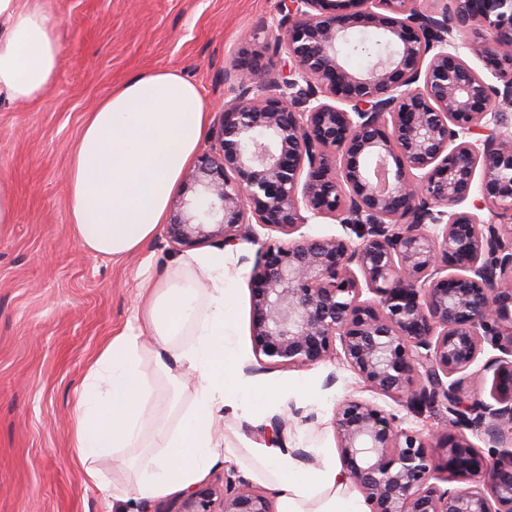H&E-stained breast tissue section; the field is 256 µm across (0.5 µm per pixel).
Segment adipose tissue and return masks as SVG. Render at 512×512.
I'll return each instance as SVG.
<instances>
[{
    "label": "adipose tissue",
    "instance_id": "ef3b65f1",
    "mask_svg": "<svg viewBox=\"0 0 512 512\" xmlns=\"http://www.w3.org/2000/svg\"><path fill=\"white\" fill-rule=\"evenodd\" d=\"M53 0H0V91L17 102L43 100L55 84L62 50ZM199 87L172 69L137 74L91 109L66 169L69 222L78 244L95 256L139 250L165 222L173 191L195 156L206 127ZM234 271L223 251L182 259L166 282L144 279L141 328L110 337L89 365L73 411V445L86 461V478L102 484L92 460L140 447L154 396L151 374L175 388L193 382V404L183 425L163 434L158 451L135 461L134 491L113 488L117 500H149L187 489L220 456L242 459L250 478L277 492L280 512H370L352 490L330 449L315 448L303 464L293 449L232 447L216 433L223 408L253 417L254 386L232 375L235 341ZM196 340L176 353L168 345L185 327ZM158 349L154 371L143 367L141 330Z\"/></svg>",
    "mask_w": 512,
    "mask_h": 512
}]
</instances>
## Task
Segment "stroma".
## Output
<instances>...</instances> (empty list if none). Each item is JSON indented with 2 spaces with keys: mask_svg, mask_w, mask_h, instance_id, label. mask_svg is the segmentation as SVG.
<instances>
[{
  "mask_svg": "<svg viewBox=\"0 0 512 512\" xmlns=\"http://www.w3.org/2000/svg\"><path fill=\"white\" fill-rule=\"evenodd\" d=\"M281 0H53L62 46L58 79L45 100L14 103L0 95V179L14 194L15 221L0 226V512H142L144 503L111 502L87 482L72 448L74 397L89 360L105 337L134 325L138 272L150 260L163 279L183 256L164 230L138 251L102 258L84 251L68 224L64 175L90 107L133 75L178 70L197 83L209 114L235 95L224 79L246 39L275 47ZM223 249L236 273L234 314L242 364L257 366L256 388L298 387L285 405L267 402L259 420L225 414L218 430L238 447L265 443L273 415L285 416L287 448H336L337 404L373 397L402 427L441 428L444 407L418 411L386 395H371L341 361L307 367L258 361L252 334L251 266L257 247ZM337 375L326 385L328 375ZM155 431L174 428L191 391L173 396L154 378Z\"/></svg>",
  "mask_w": 512,
  "mask_h": 512,
  "instance_id": "stroma-1",
  "label": "stroma"
}]
</instances>
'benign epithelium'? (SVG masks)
<instances>
[{
	"label": "benign epithelium",
	"instance_id": "benign-epithelium-1",
	"mask_svg": "<svg viewBox=\"0 0 512 512\" xmlns=\"http://www.w3.org/2000/svg\"><path fill=\"white\" fill-rule=\"evenodd\" d=\"M398 2L288 0L283 65L246 41L165 234L178 250L260 244L256 355L341 356L372 392L448 409L425 435L370 400L338 404L341 462L370 512H512V0ZM369 31L381 51L352 70L344 49ZM321 218L342 233L290 238ZM488 371L490 400L471 397ZM154 512L274 509L231 468Z\"/></svg>",
	"mask_w": 512,
	"mask_h": 512
}]
</instances>
